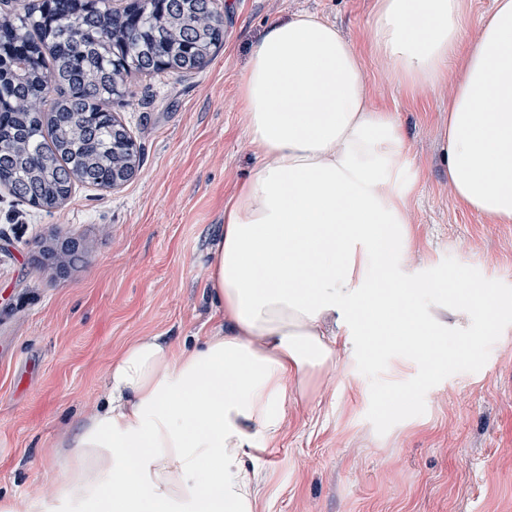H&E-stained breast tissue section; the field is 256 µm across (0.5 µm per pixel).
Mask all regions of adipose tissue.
<instances>
[{
  "instance_id": "1",
  "label": "adipose tissue",
  "mask_w": 512,
  "mask_h": 512,
  "mask_svg": "<svg viewBox=\"0 0 512 512\" xmlns=\"http://www.w3.org/2000/svg\"><path fill=\"white\" fill-rule=\"evenodd\" d=\"M469 0H376L370 50L416 89L459 60L442 161L456 201L512 223V0L467 38ZM255 163L224 206L208 286L216 323L194 345L125 344L103 404L67 441L51 498L27 512H257V451L288 401L335 371L338 329L375 351L406 336L448 356L413 317V166L396 114L369 98L363 54L300 12L267 24L239 84Z\"/></svg>"
}]
</instances>
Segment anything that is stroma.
<instances>
[{"label":"stroma","mask_w":512,"mask_h":512,"mask_svg":"<svg viewBox=\"0 0 512 512\" xmlns=\"http://www.w3.org/2000/svg\"><path fill=\"white\" fill-rule=\"evenodd\" d=\"M224 44L200 71L134 82L117 108L144 151L109 190L77 186L45 213L0 187V497L50 496L64 438L103 400L102 379L139 336L194 343L211 326L207 271L224 203L254 150L238 86L265 24L307 11L365 49L375 0H221ZM374 105L395 111L420 166L409 219L418 273L445 257L512 285V224L460 206L440 163L448 103L462 76L398 83L366 52ZM71 238L80 259L45 262L43 243ZM369 382L342 347L334 373L288 403L278 437L255 462L260 512H512V326L484 367L430 389L423 415L377 435Z\"/></svg>","instance_id":"35a3bbf8"}]
</instances>
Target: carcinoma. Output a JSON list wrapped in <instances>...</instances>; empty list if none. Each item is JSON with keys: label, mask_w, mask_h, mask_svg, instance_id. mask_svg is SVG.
Masks as SVG:
<instances>
[{"label": "carcinoma", "mask_w": 512, "mask_h": 512, "mask_svg": "<svg viewBox=\"0 0 512 512\" xmlns=\"http://www.w3.org/2000/svg\"><path fill=\"white\" fill-rule=\"evenodd\" d=\"M223 42L218 0H0V185L49 212L128 182L142 150L112 104L129 78L193 74Z\"/></svg>", "instance_id": "obj_1"}]
</instances>
